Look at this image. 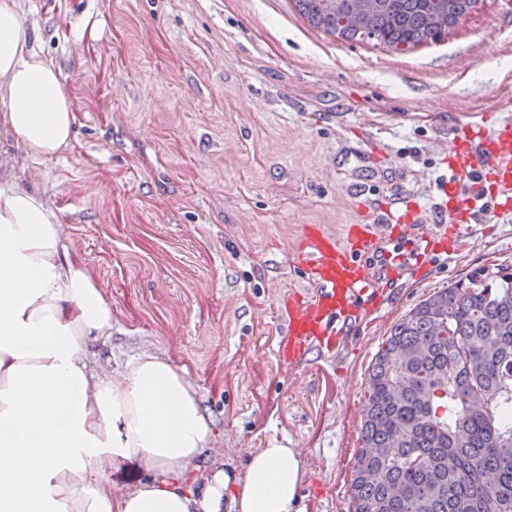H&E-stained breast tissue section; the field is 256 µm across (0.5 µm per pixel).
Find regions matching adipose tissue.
<instances>
[{
  "instance_id": "1",
  "label": "adipose tissue",
  "mask_w": 512,
  "mask_h": 512,
  "mask_svg": "<svg viewBox=\"0 0 512 512\" xmlns=\"http://www.w3.org/2000/svg\"><path fill=\"white\" fill-rule=\"evenodd\" d=\"M76 120L20 0H0V129L25 155L49 158ZM111 334L112 305L63 247L57 215L0 183V512H306L297 448L259 449L240 476H191L213 431L185 370L144 354L93 375L87 344ZM128 461L146 479L114 495L108 475Z\"/></svg>"
}]
</instances>
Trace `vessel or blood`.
<instances>
[{
	"label": "vessel or blood",
	"instance_id": "1",
	"mask_svg": "<svg viewBox=\"0 0 512 512\" xmlns=\"http://www.w3.org/2000/svg\"><path fill=\"white\" fill-rule=\"evenodd\" d=\"M439 148L454 153L452 187H459L470 173H479L481 180L491 183L501 215L512 214L511 115L491 128L469 123L464 136L441 142ZM430 218L448 234L458 224L459 211L440 204L427 214L411 202L396 210L382 207L372 222L352 225L344 243L332 235L308 234L299 245L298 256L314 293L288 299L285 304L283 362L294 361L311 342L333 345L352 316L353 298L380 286L381 280H376L367 263L361 261V254L374 250L383 239L413 234Z\"/></svg>",
	"mask_w": 512,
	"mask_h": 512
}]
</instances>
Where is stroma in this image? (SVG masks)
Listing matches in <instances>:
<instances>
[{
  "label": "stroma",
  "instance_id": "obj_1",
  "mask_svg": "<svg viewBox=\"0 0 512 512\" xmlns=\"http://www.w3.org/2000/svg\"><path fill=\"white\" fill-rule=\"evenodd\" d=\"M77 121L52 158L0 130V180L43 196L112 304L89 366L143 354L187 372L214 438L188 469L243 474L253 453L301 449L307 512H352L368 375L391 328L442 288L512 266V222L483 187L453 252L363 297L332 348L283 364V305L309 295L308 228L344 236L377 203L431 207L480 113L512 110V0H479L443 40L344 41L295 0H21Z\"/></svg>",
  "mask_w": 512,
  "mask_h": 512
}]
</instances>
